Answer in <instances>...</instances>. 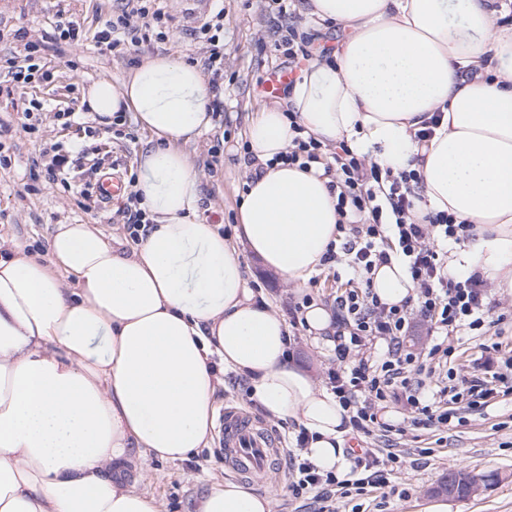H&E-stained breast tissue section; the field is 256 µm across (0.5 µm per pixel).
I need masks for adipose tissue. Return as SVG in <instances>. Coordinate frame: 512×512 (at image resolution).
<instances>
[{
	"mask_svg": "<svg viewBox=\"0 0 512 512\" xmlns=\"http://www.w3.org/2000/svg\"><path fill=\"white\" fill-rule=\"evenodd\" d=\"M498 0H305L315 24L340 27L332 61L312 62L282 104L256 110L250 152L265 163L237 213L236 242L204 222L185 147L213 126L198 64L144 59L120 84L83 98L100 124L134 113L154 138L134 186L151 221L131 253L87 224L57 225L52 263L0 238V512H159L127 482L140 453L187 458L214 435L219 371L247 380L265 414L311 436L319 469L344 473L346 412L288 358L282 316L256 301L241 251L295 285L337 239L336 200L319 170L273 163L305 134L393 171L417 170L430 212L474 230L451 266L512 294V24ZM429 141L415 134L433 113ZM373 288L403 304L414 284L399 259ZM233 480L195 512H272Z\"/></svg>",
	"mask_w": 512,
	"mask_h": 512,
	"instance_id": "1",
	"label": "adipose tissue"
}]
</instances>
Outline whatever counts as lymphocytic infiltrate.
<instances>
[{
    "label": "lymphocytic infiltrate",
    "instance_id": "f902f5d3",
    "mask_svg": "<svg viewBox=\"0 0 512 512\" xmlns=\"http://www.w3.org/2000/svg\"><path fill=\"white\" fill-rule=\"evenodd\" d=\"M268 36L274 51L283 53L293 69L313 59L311 39L294 23L291 0H267ZM163 14L150 9L148 0H126L120 12L106 20L98 34L100 50L125 54L148 42V29L161 24ZM224 13L216 11L194 32L209 45L201 58L211 75L214 91L224 85V53L220 34ZM288 121L294 137L287 151L277 154L282 164L310 170L323 167L327 186L336 198L339 239L330 243L322 263L331 269H349L359 287L337 294L334 352L337 368L329 369L326 385L349 414L353 433L373 440H392L407 429L465 425L456 404L467 396V407L479 410L499 397V384L512 375V354L502 355L501 343L490 377L465 379L448 365L454 349L450 336L463 330L482 329L490 317L485 283L479 275H464L448 264L447 244L464 245L472 227L446 212H423L416 171L393 172L378 163H366L346 142L329 149L313 137L303 136L296 113ZM400 257L415 285V296L400 305L382 303L372 288V277L381 265ZM427 326L432 345L418 355L404 341L416 322ZM402 397L405 423L384 421L388 399ZM295 450L287 463L293 499L309 497L317 512H336L340 499L364 496L386 486L398 470V454L387 448H369L355 456L354 465L342 475L324 473L301 450L309 436L298 432Z\"/></svg>",
    "mask_w": 512,
    "mask_h": 512
}]
</instances>
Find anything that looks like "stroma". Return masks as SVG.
Wrapping results in <instances>:
<instances>
[{
	"label": "stroma",
	"mask_w": 512,
	"mask_h": 512,
	"mask_svg": "<svg viewBox=\"0 0 512 512\" xmlns=\"http://www.w3.org/2000/svg\"><path fill=\"white\" fill-rule=\"evenodd\" d=\"M117 4L118 0H0V56L23 53L26 42L41 41L61 13L76 20L83 30L79 45L63 56L51 50L43 52L40 69L31 82L11 98L0 96V154L8 160L0 166V236L16 238L30 250L44 244L39 258L45 263L52 260L46 246L58 224L93 223L111 237L114 248L127 251L133 244L118 204L86 209L80 190L94 170L102 174L116 171L126 179L136 173V158L148 145V132L131 115L119 134L109 126L91 133L81 122L66 126L56 118L60 112L81 111L84 91L93 81L102 77L121 81L134 62L156 55H205L206 44L192 40L190 33L211 13L223 10L224 126L205 133L189 152L205 194L201 216L219 225L230 238L249 173L242 149L246 127L254 109L268 100L256 81L287 63L286 57L263 47L268 23L260 0H156L157 8L170 18L164 41H152L121 56L102 53L94 36ZM33 100L43 108L36 131L30 134L23 127V110ZM46 142L69 151L70 187L30 181L32 160L38 157L40 144ZM241 260L250 287L281 315H288L307 294L315 304L334 309L336 279L332 270L322 269L308 283L295 286L250 255H242ZM487 295L492 313L501 316V323L482 337L464 334L448 339L456 350L452 367L468 377L481 375L487 358L485 344L512 342V296L493 287ZM292 359L320 384L334 366L333 350L314 342L304 330L298 333ZM465 416L467 425L456 428L407 430L395 445L403 461L400 470L388 488L359 497L358 512H427L436 501L434 488L449 471L460 468L489 476L490 481L477 493L448 500L447 512H512V398H498L486 412L469 410ZM236 477L225 464L217 440L187 460L172 463L141 457L127 471L128 481L153 496L161 512H193V501L200 492ZM257 490L271 497L273 512H314L313 501L291 497L285 461L269 469Z\"/></svg>",
	"instance_id": "obj_1"
}]
</instances>
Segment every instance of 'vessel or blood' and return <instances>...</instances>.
<instances>
[{
  "label": "vessel or blood",
  "mask_w": 512,
  "mask_h": 512,
  "mask_svg": "<svg viewBox=\"0 0 512 512\" xmlns=\"http://www.w3.org/2000/svg\"><path fill=\"white\" fill-rule=\"evenodd\" d=\"M124 191L125 184L116 173L102 174L94 184L96 196L105 201L120 197ZM221 429L226 462L245 477L259 479L276 456V438L256 420L234 408L223 410Z\"/></svg>",
  "instance_id": "1"
}]
</instances>
